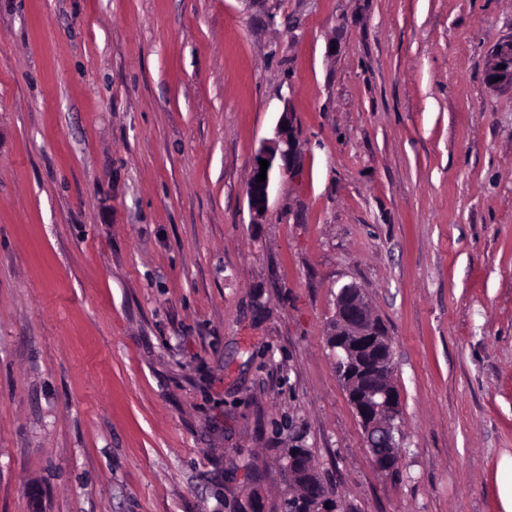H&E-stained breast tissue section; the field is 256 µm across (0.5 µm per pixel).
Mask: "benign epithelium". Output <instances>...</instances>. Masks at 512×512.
<instances>
[{
  "mask_svg": "<svg viewBox=\"0 0 512 512\" xmlns=\"http://www.w3.org/2000/svg\"><path fill=\"white\" fill-rule=\"evenodd\" d=\"M487 83L496 89L512 90V36L501 40L485 62ZM266 160V180L260 182L259 160ZM297 167L292 113L285 109L275 128L274 137L261 148L254 160L247 195L251 223L261 224L269 212L271 179ZM328 343L336 350L337 363L344 365L338 374L362 429L372 463L383 471L394 470L399 463L401 401L391 384L394 350L379 319L368 309L365 291L350 283L339 288L335 312L330 321ZM316 471L312 461L291 458L286 473L302 486H309V475Z\"/></svg>",
  "mask_w": 512,
  "mask_h": 512,
  "instance_id": "7a95c632",
  "label": "benign epithelium"
}]
</instances>
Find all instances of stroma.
Instances as JSON below:
<instances>
[{
    "label": "stroma",
    "mask_w": 512,
    "mask_h": 512,
    "mask_svg": "<svg viewBox=\"0 0 512 512\" xmlns=\"http://www.w3.org/2000/svg\"><path fill=\"white\" fill-rule=\"evenodd\" d=\"M0 0V512H512V0ZM300 164L250 221L283 110ZM388 328L379 471L327 328ZM499 65H504V69H500ZM485 78L493 88L512 90V36L501 40L488 55ZM290 455H302L308 457L309 461L299 458L289 459L285 468L287 475L294 477L295 482L299 486L305 487L311 485L312 480L309 478V475H312L315 471H317V469L312 460H310L311 458L309 453L304 448H292Z\"/></svg>",
    "instance_id": "1"
}]
</instances>
